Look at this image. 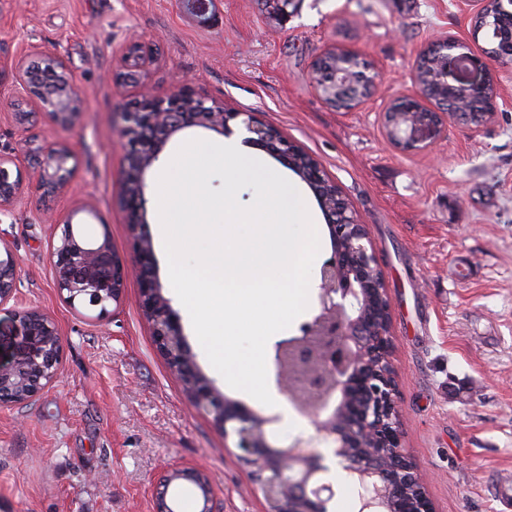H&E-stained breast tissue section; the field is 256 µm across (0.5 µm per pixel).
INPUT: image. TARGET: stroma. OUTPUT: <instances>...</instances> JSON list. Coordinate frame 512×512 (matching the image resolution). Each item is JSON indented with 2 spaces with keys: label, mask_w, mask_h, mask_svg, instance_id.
Wrapping results in <instances>:
<instances>
[{
  "label": "stroma",
  "mask_w": 512,
  "mask_h": 512,
  "mask_svg": "<svg viewBox=\"0 0 512 512\" xmlns=\"http://www.w3.org/2000/svg\"><path fill=\"white\" fill-rule=\"evenodd\" d=\"M477 9L476 0H300L277 14L261 0H214L202 22L181 0H0V152L68 143L76 168L53 206L73 215L87 237L109 232L125 261L134 253L119 195V111L142 92L164 98L189 82L208 102L255 113L319 162L371 233L391 302L401 446L433 512H512V62L492 65L493 122H448L432 151L393 147L382 114L413 93L412 70L425 46L452 36L480 51L470 35ZM133 38L153 48L154 60L127 80L122 55ZM335 47L359 52L382 75L375 95L351 111L327 104L313 83L315 58ZM34 49L64 55L72 70L83 102L76 130L40 111L23 126L12 119L13 63ZM191 139L224 141L211 130L185 129L146 174V231L172 298L157 184ZM258 156L301 193L318 257L328 258L332 242L311 189L266 151ZM42 210L39 193L27 188L0 214V241L19 262L17 298L0 306V363L31 350L16 308L50 316L63 342L58 374L39 397L0 407V512H156L154 486L171 466L207 472L212 512H266L236 448L194 409L157 349L137 280L102 318L66 304L50 263L61 228L43 223ZM172 306L218 392L271 418L274 444L302 437L326 455L312 417L277 386L269 388L271 406L231 388L187 310L174 298ZM325 463L315 481L333 486L329 512H358V486L334 478L333 458Z\"/></svg>",
  "instance_id": "1"
}]
</instances>
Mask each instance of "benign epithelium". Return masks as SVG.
<instances>
[{"mask_svg":"<svg viewBox=\"0 0 512 512\" xmlns=\"http://www.w3.org/2000/svg\"><path fill=\"white\" fill-rule=\"evenodd\" d=\"M441 43L446 46L440 67L441 82L463 102H482L484 112L479 125L489 124L497 110V96L486 97L487 89L495 86L496 82L486 59L467 51L466 45L455 37L445 38ZM336 53L351 64L350 69L335 73L336 85L342 89H359V100L353 102L357 107L374 93L380 74L368 64L354 67V62L362 60V57L353 50H328L314 60L312 69H317L325 55ZM38 57L51 67L59 81L48 88L40 85L26 67V60L18 59L14 63L17 105L34 106L45 112L56 125L76 128L83 105L66 60L58 53L41 52ZM125 58L146 68L151 64L149 46L135 42L127 48ZM456 65L469 66L480 73V78L449 83L448 72ZM425 99L421 91L398 99L404 104L403 112L427 113L398 137L390 134L393 113L384 112L385 135L396 147L407 151H429L444 137L447 123L460 119L458 112L427 108L423 104ZM122 118L127 153L119 193L133 240L134 265L128 267L112 249L108 229H103L102 238L90 239L82 233L73 232V216L59 221L48 212L47 222H61L63 227L71 229L70 233L52 242V273L56 288L71 306L95 312L101 317L109 312L107 301L119 302L129 270H134L139 285L140 309L151 324L155 345L171 371L179 376L196 369V363L171 299L163 293L156 273L152 241L144 231L147 224L146 173L158 161L165 144L190 127L229 136L234 133L231 123L240 118L247 133L244 143L262 148L286 167L293 166V142L253 114L245 116L241 112H229L221 105H208L185 84L165 99L144 94L139 102L125 108ZM29 150L36 153L33 163L25 157L0 153V214L10 211L17 203L26 183L51 197H61L67 192L74 173V166L70 165L75 160L71 146L58 142L48 147L31 146ZM325 219L333 251L319 268L316 285L318 313L303 324L301 335L275 344L273 364L280 391L291 395L294 380L289 378L288 370L281 364L282 353L291 349L302 356L309 341L317 340L324 369L311 376L308 386L325 392V397L315 412L298 404L295 408L314 418L317 432L333 445V455L340 460L344 458L346 449L358 447L352 433L355 428L360 429L364 436L384 440L392 448L400 447L399 411L394 401L395 384L390 379L373 388V399L358 407L348 427L336 426V419L344 413L336 400L347 398L349 387L360 376L370 356L378 354L389 359L392 343L388 337L382 342L376 339L379 335L377 327L366 321L363 313L366 273L378 269L367 226L356 219L345 218L338 222L328 211ZM17 281L16 254L10 245L0 242V305L14 297ZM16 316L33 350L8 369L0 368L1 407L15 403L13 381L17 377L28 385V400L36 399L43 388L56 378L62 359L60 333L49 316L32 308L19 310ZM190 400L197 410L215 415V424L224 434V439H233L239 448V457L257 469L268 512H288L286 502L292 494L307 502V512H327L334 491L329 484L311 485L314 475L327 470V467L324 456L311 449L308 441L298 438L288 447L273 445L267 438L265 426L277 422L278 418L261 417L242 406L233 408L217 395L210 384L196 388ZM374 458L373 449L364 448L361 464L354 469H345L347 476L362 488L360 512H379L378 507L391 498L397 488L405 483H421V477L407 460H402L399 476L395 478L373 467ZM202 474V470L193 471L191 476L179 468L169 470L163 480L165 488L159 492L160 512H175L172 502L167 500L169 486L175 480L187 479L205 489L200 512H211L208 506L209 482Z\"/></svg>","mask_w":512,"mask_h":512,"instance_id":"7a95c632","label":"benign epithelium"}]
</instances>
